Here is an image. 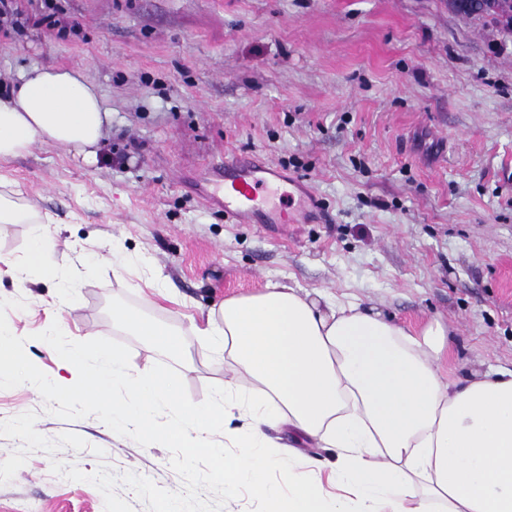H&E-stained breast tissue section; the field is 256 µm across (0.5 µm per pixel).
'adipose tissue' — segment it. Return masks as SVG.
Wrapping results in <instances>:
<instances>
[{"mask_svg": "<svg viewBox=\"0 0 512 512\" xmlns=\"http://www.w3.org/2000/svg\"><path fill=\"white\" fill-rule=\"evenodd\" d=\"M110 119L79 71L30 66L0 91V159L39 142L95 162ZM112 318L148 347L184 350L181 332L162 322L122 308ZM194 333L220 338L257 392L225 381L204 412L181 400L166 367L133 378L122 348L84 345L63 350V377L39 389L100 405L113 427L144 442L157 433L156 412L169 410L163 435L183 463L208 456L225 489L250 482L266 512H512V369L445 377L443 326L414 333L358 301L271 281L259 294L225 299ZM118 387L126 400H115ZM216 424L237 454L214 443ZM271 425L305 446L335 449V469L324 477L301 470L293 453L274 449ZM269 469L279 483L263 480Z\"/></svg>", "mask_w": 512, "mask_h": 512, "instance_id": "adipose-tissue-1", "label": "adipose tissue"}]
</instances>
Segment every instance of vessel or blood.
<instances>
[{"label":"vessel or blood","instance_id":"vessel-or-blood-1","mask_svg":"<svg viewBox=\"0 0 512 512\" xmlns=\"http://www.w3.org/2000/svg\"><path fill=\"white\" fill-rule=\"evenodd\" d=\"M224 216L231 224L295 223L297 215L314 206L311 192L299 195L294 212L285 214L269 204L265 191L270 183L280 181L276 168L257 157L237 156L224 163Z\"/></svg>","mask_w":512,"mask_h":512}]
</instances>
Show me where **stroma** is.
Segmentation results:
<instances>
[{
    "label": "stroma",
    "mask_w": 512,
    "mask_h": 512,
    "mask_svg": "<svg viewBox=\"0 0 512 512\" xmlns=\"http://www.w3.org/2000/svg\"><path fill=\"white\" fill-rule=\"evenodd\" d=\"M0 18V81L37 63L79 70L112 114L97 163L34 144L0 161V199L31 223L0 229V299L11 332L49 377L36 333L130 349V371L179 372L193 402L234 363L190 333L224 299L277 281L357 299L410 330L440 322L456 343L449 375L512 368V41L448 0H17ZM259 155L303 180L319 207L308 224H228L214 164ZM74 282L17 279L32 222ZM161 270L165 297L147 286ZM185 332V351L148 348L113 307ZM38 414L48 439L87 443L29 454L0 484V512H105L94 473L134 472L178 491L159 444L142 446L97 417L47 413L28 385L0 390V421Z\"/></svg>",
    "instance_id": "obj_1"
}]
</instances>
